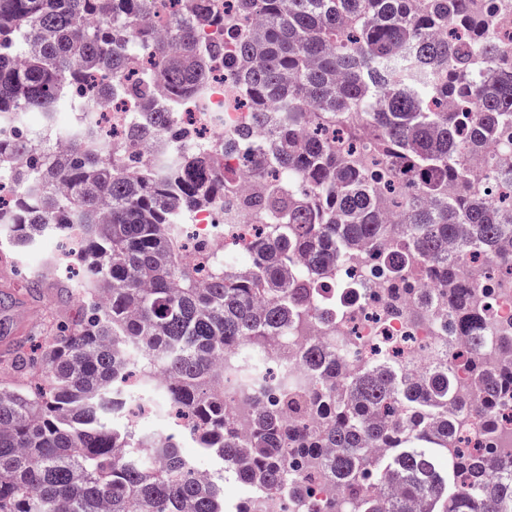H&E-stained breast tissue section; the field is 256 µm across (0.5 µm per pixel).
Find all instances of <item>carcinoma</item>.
Segmentation results:
<instances>
[{
  "mask_svg": "<svg viewBox=\"0 0 512 512\" xmlns=\"http://www.w3.org/2000/svg\"><path fill=\"white\" fill-rule=\"evenodd\" d=\"M168 43L146 26L155 0H0V118L29 112L58 125L91 72L99 89L141 112L121 142L86 127L61 152L47 133L0 140V175L15 160L11 210L0 230L30 245L45 234L81 237L79 288L55 285L82 306L39 349L10 360L0 385V512H220L224 489L202 482L167 436L115 425L123 376L164 367L168 400L184 410L201 448L240 483L283 494L295 479L347 493L351 512H512V456L499 455L501 411L512 406V363L484 353L486 307L460 279L463 259L491 256L512 279V171L499 197L473 182L466 152L512 130V43L496 0H173ZM224 59L247 108L265 124L225 147L158 161L128 145L180 137L174 105L206 91ZM376 143L387 162L367 169L356 147ZM241 153L262 195L247 202L271 237L248 264L183 255L186 217L224 197ZM58 216L44 223L43 210ZM390 240L376 273L391 313L427 282L439 285L461 337L409 382L400 363L367 364L338 383L335 355L301 352L314 384L277 387L247 441L224 402L216 360L250 339L266 349L310 302L343 314L359 286L331 277L359 243ZM478 418L482 448H459L461 417ZM142 456H160L145 468Z\"/></svg>",
  "mask_w": 512,
  "mask_h": 512,
  "instance_id": "cac0c4a2",
  "label": "carcinoma"
}]
</instances>
